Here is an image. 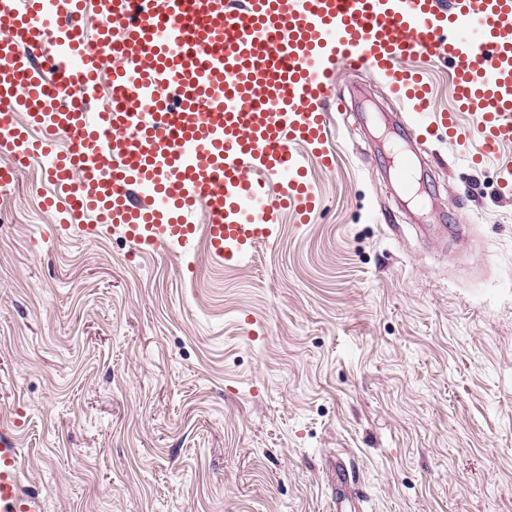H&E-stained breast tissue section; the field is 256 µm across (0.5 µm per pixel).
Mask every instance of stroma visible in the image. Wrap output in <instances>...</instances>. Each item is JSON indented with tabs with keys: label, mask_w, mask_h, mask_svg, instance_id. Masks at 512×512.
Instances as JSON below:
<instances>
[{
	"label": "stroma",
	"mask_w": 512,
	"mask_h": 512,
	"mask_svg": "<svg viewBox=\"0 0 512 512\" xmlns=\"http://www.w3.org/2000/svg\"><path fill=\"white\" fill-rule=\"evenodd\" d=\"M333 92L318 211L230 267L63 229L40 162L0 186V408L44 512H512V194L442 139L416 208L385 79ZM394 167V175L398 180L399 186L406 198L418 205L424 206L425 201L419 192V186L415 179V168L413 158L409 155L408 150L401 149L392 159Z\"/></svg>",
	"instance_id": "1"
}]
</instances>
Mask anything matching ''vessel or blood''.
Listing matches in <instances>:
<instances>
[{
	"mask_svg": "<svg viewBox=\"0 0 512 512\" xmlns=\"http://www.w3.org/2000/svg\"><path fill=\"white\" fill-rule=\"evenodd\" d=\"M445 58L459 105L429 113L414 56ZM384 75L408 101V141L512 145V0H0V183L41 158L47 209L81 232L213 264L278 239L281 210L309 223L306 156L331 169L332 80ZM474 126L460 123V112ZM406 198L424 199L413 159H392ZM204 208L206 224L192 217ZM11 412H0V512H43L21 489Z\"/></svg>",
	"mask_w": 512,
	"mask_h": 512,
	"instance_id": "vessel-or-blood-1",
	"label": "vessel or blood"
}]
</instances>
